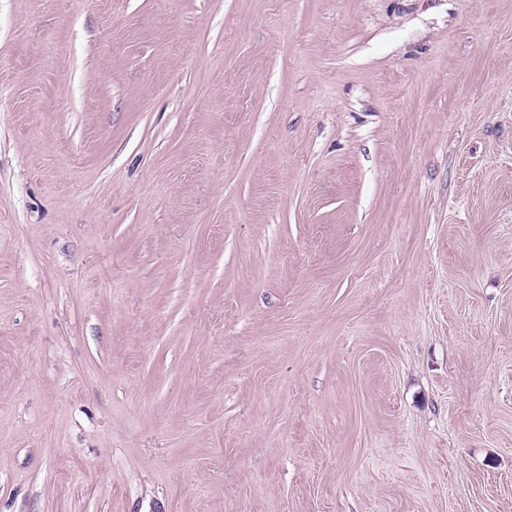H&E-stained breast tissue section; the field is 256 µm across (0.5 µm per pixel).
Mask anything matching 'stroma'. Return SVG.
<instances>
[{
    "instance_id": "obj_1",
    "label": "stroma",
    "mask_w": 512,
    "mask_h": 512,
    "mask_svg": "<svg viewBox=\"0 0 512 512\" xmlns=\"http://www.w3.org/2000/svg\"><path fill=\"white\" fill-rule=\"evenodd\" d=\"M0 512H512V0H0Z\"/></svg>"
}]
</instances>
